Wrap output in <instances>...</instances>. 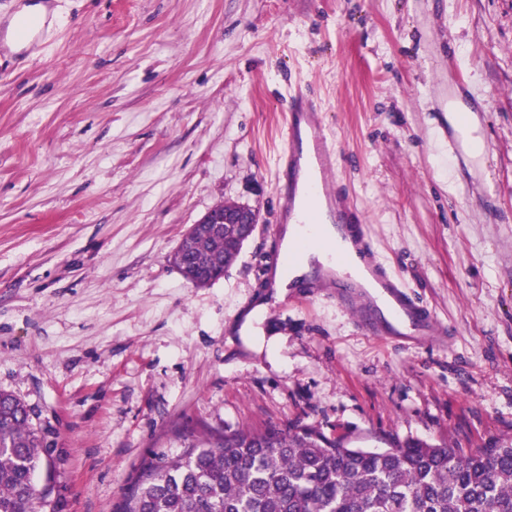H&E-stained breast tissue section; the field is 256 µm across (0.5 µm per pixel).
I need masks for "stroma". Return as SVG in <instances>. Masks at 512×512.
I'll list each match as a JSON object with an SVG mask.
<instances>
[{
	"label": "stroma",
	"instance_id": "obj_1",
	"mask_svg": "<svg viewBox=\"0 0 512 512\" xmlns=\"http://www.w3.org/2000/svg\"><path fill=\"white\" fill-rule=\"evenodd\" d=\"M0 0V391L55 432L41 512H114L190 430L303 422L361 448L512 437V0ZM319 106L336 184L452 331L368 335L325 291L262 285L281 114ZM473 102L490 154L448 165ZM222 201L258 224L215 283L171 256ZM263 312L251 337L240 328Z\"/></svg>",
	"mask_w": 512,
	"mask_h": 512
}]
</instances>
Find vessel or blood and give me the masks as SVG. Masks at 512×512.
I'll use <instances>...</instances> for the list:
<instances>
[{
    "label": "vessel or blood",
    "mask_w": 512,
    "mask_h": 512,
    "mask_svg": "<svg viewBox=\"0 0 512 512\" xmlns=\"http://www.w3.org/2000/svg\"><path fill=\"white\" fill-rule=\"evenodd\" d=\"M279 168L288 175L282 217L297 227L288 246L277 248L265 284L290 273V287L333 289L345 311L366 319L370 335L416 346L428 339L447 341L446 324L411 296L389 268L352 200L335 184V152L322 133L314 107L290 108L282 129ZM308 262V275L293 269Z\"/></svg>",
    "instance_id": "obj_1"
}]
</instances>
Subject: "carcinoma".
Returning a JSON list of instances; mask_svg holds the SVG:
<instances>
[{
    "mask_svg": "<svg viewBox=\"0 0 512 512\" xmlns=\"http://www.w3.org/2000/svg\"><path fill=\"white\" fill-rule=\"evenodd\" d=\"M193 247L204 257L199 285L227 271L240 251L217 237ZM35 413L0 392V512H37L53 487L56 443ZM182 453L153 451L127 479L116 512H512V438L463 452L408 442L354 449L311 426H268L180 435Z\"/></svg>",
    "mask_w": 512,
    "mask_h": 512,
    "instance_id": "obj_1",
    "label": "carcinoma"
}]
</instances>
